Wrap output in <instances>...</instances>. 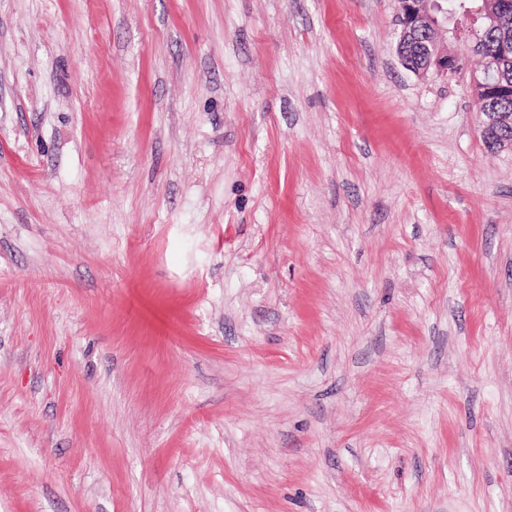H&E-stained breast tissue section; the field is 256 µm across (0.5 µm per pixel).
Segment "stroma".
Listing matches in <instances>:
<instances>
[{
    "instance_id": "stroma-1",
    "label": "stroma",
    "mask_w": 512,
    "mask_h": 512,
    "mask_svg": "<svg viewBox=\"0 0 512 512\" xmlns=\"http://www.w3.org/2000/svg\"><path fill=\"white\" fill-rule=\"evenodd\" d=\"M398 0H0V512H512V151ZM438 0H400L401 25L400 37L396 53L402 65L412 67L407 61L413 56L424 59L423 67L417 73L426 77L429 74H445L451 71L453 75L460 69L459 58L448 59V43L438 39L439 31L448 28V8L444 9ZM431 37H425V35ZM402 52V57L399 55Z\"/></svg>"
}]
</instances>
